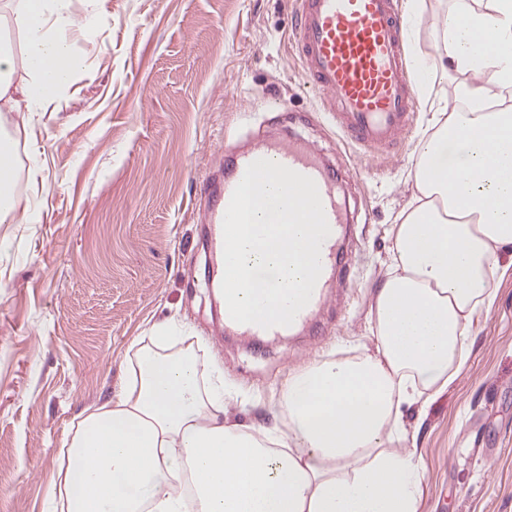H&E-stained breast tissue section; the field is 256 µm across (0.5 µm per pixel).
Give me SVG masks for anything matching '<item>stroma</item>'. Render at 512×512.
I'll list each match as a JSON object with an SVG mask.
<instances>
[{
    "label": "stroma",
    "instance_id": "1",
    "mask_svg": "<svg viewBox=\"0 0 512 512\" xmlns=\"http://www.w3.org/2000/svg\"><path fill=\"white\" fill-rule=\"evenodd\" d=\"M296 0H105L77 33L79 65L35 135L9 113L16 193L32 219L0 223V512H49L62 444L123 379L135 338L169 319L218 358L232 419L265 421L291 368L368 341L390 226L409 201L412 149L428 117L377 161L346 142L306 85L292 39ZM288 128L349 175L346 284L307 335L224 337L205 262L202 210L225 145ZM39 166L42 177L31 181ZM498 298L472 327L468 365L426 416L406 415L425 463L420 512H512V254Z\"/></svg>",
    "mask_w": 512,
    "mask_h": 512
}]
</instances>
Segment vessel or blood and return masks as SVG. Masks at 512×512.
<instances>
[{
	"label": "vessel or blood",
	"mask_w": 512,
	"mask_h": 512,
	"mask_svg": "<svg viewBox=\"0 0 512 512\" xmlns=\"http://www.w3.org/2000/svg\"><path fill=\"white\" fill-rule=\"evenodd\" d=\"M407 22L397 0H298L293 27L307 84L322 95L331 120L352 144L386 152L409 129L415 97L409 76ZM267 159L311 178L330 227L321 244L322 271L309 303L288 326L263 328L225 318L224 331L258 340L291 335L311 322L335 279L345 278L339 247L348 217L340 200L336 173L301 138H269L231 155L232 169L211 181L218 199L204 216L209 229V261L223 273V221L247 167Z\"/></svg>",
	"instance_id": "obj_1"
}]
</instances>
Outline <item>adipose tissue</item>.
<instances>
[{"instance_id": "ef3b65f1", "label": "adipose tissue", "mask_w": 512, "mask_h": 512, "mask_svg": "<svg viewBox=\"0 0 512 512\" xmlns=\"http://www.w3.org/2000/svg\"><path fill=\"white\" fill-rule=\"evenodd\" d=\"M431 23L435 69L452 99L430 100L415 148L414 193L391 227L392 249L369 309L374 348L329 352L290 370L268 429L226 421L224 374L199 385L193 347L165 353L180 325L148 330L114 398L85 409L65 439L50 497L58 512H419L424 471L405 411L453 384L475 319L492 307L500 255L512 251V0H451ZM98 7L0 0V117L36 128L68 85L75 32Z\"/></svg>"}]
</instances>
